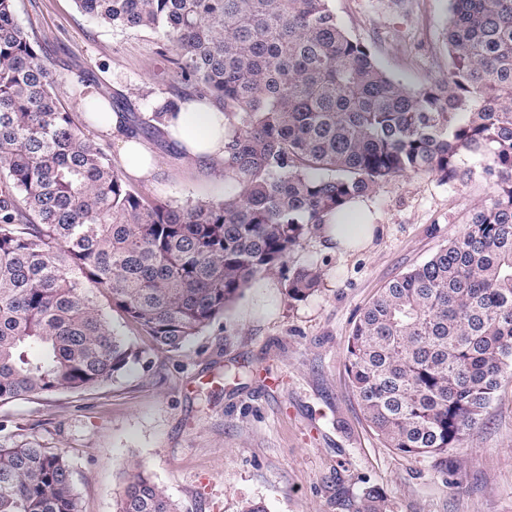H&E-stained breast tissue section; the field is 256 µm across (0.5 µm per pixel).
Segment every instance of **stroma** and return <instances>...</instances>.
Listing matches in <instances>:
<instances>
[{
	"label": "stroma",
	"mask_w": 512,
	"mask_h": 512,
	"mask_svg": "<svg viewBox=\"0 0 512 512\" xmlns=\"http://www.w3.org/2000/svg\"><path fill=\"white\" fill-rule=\"evenodd\" d=\"M339 23L369 45L381 69L409 87L448 69L449 0H329ZM21 25L41 30L39 55L72 89L119 100L138 114L166 97L161 42L82 15L73 0H19ZM156 159L135 185L153 197L208 200L230 191L223 174L143 133ZM492 183L474 173L451 185L430 175L379 184L364 202L381 230L364 251H326L311 232L289 267L315 264L319 291L289 301L280 271L253 279L225 313L178 353L79 394L0 403L1 443L66 451L80 512H116L126 465H143L181 512H353L365 486L387 512H512V377L482 424L444 458H411L382 445L352 394L344 352L359 310L393 276L460 234Z\"/></svg>",
	"instance_id": "1"
}]
</instances>
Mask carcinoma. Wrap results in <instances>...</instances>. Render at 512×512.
Returning <instances> with one entry per match:
<instances>
[{
	"instance_id": "obj_1",
	"label": "carcinoma",
	"mask_w": 512,
	"mask_h": 512,
	"mask_svg": "<svg viewBox=\"0 0 512 512\" xmlns=\"http://www.w3.org/2000/svg\"><path fill=\"white\" fill-rule=\"evenodd\" d=\"M17 2L0 0L1 403L82 393L146 360L112 311L181 350L328 213L404 175L463 184L475 157L493 194L381 288L345 349L384 447L420 458L463 444L512 375V0H450L448 71L416 88L388 77L328 0H74L164 41L171 97L139 125L158 132L195 98L224 112L236 193L184 204L130 185L83 133ZM320 284L297 267L288 300ZM123 483L117 512H180L141 466ZM0 512H79L65 452L0 444ZM355 512H387L380 489Z\"/></svg>"
}]
</instances>
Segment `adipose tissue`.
<instances>
[{
    "instance_id": "ef3b65f1",
    "label": "adipose tissue",
    "mask_w": 512,
    "mask_h": 512,
    "mask_svg": "<svg viewBox=\"0 0 512 512\" xmlns=\"http://www.w3.org/2000/svg\"><path fill=\"white\" fill-rule=\"evenodd\" d=\"M224 123L223 112L211 104L191 101L181 103L176 116L161 130L191 161L220 169L224 166ZM93 127L112 136L127 172L143 177L154 169L153 157L141 138L125 131L118 114L105 110L94 120ZM363 217L362 206L357 202L345 207L342 217L328 215L320 226L326 248L347 254L368 247L379 227L364 222Z\"/></svg>"
}]
</instances>
